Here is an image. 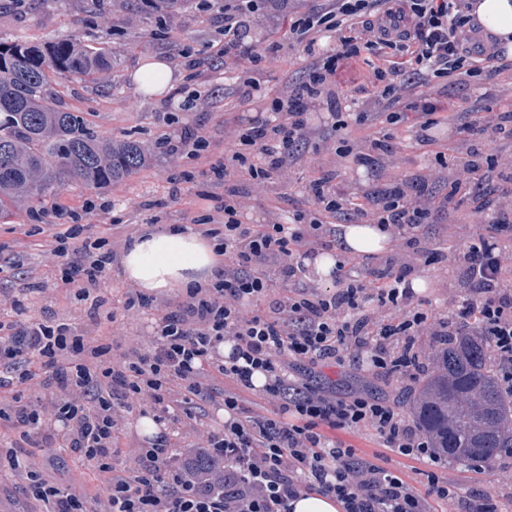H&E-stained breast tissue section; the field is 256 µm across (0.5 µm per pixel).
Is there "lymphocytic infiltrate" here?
<instances>
[{
  "mask_svg": "<svg viewBox=\"0 0 512 512\" xmlns=\"http://www.w3.org/2000/svg\"><path fill=\"white\" fill-rule=\"evenodd\" d=\"M267 2L241 0L239 14L225 15L215 53L226 70L260 66L281 50L280 41L253 45L239 36L240 28L261 26ZM283 25L302 48L305 78L272 100L274 119L225 128L224 161L212 169L226 184L224 203L202 232L223 249V268L210 283L168 300L132 287L124 293V312L154 315L149 346L113 355L112 336L97 321L104 305L97 290L133 238L125 224L113 225L108 240L85 235L80 224L50 225L45 252L63 260L71 308L23 325L5 320L0 308V429L13 435L5 458L10 477L45 512H288L289 501L308 493L336 497L343 512H432L433 502L455 496L441 472L446 462L397 403L303 389L295 374L366 353L375 374L413 381L421 372L415 337L466 330L488 338L500 384L512 391V107L443 114L432 97L439 86L490 80L501 99L512 98V67L498 64V39L483 32L468 0H323ZM358 56L372 91L348 121L336 110L334 77ZM324 108L335 113L328 133L309 122ZM352 122L365 134L341 137ZM442 124L456 134L452 145L431 134ZM309 143L315 149L308 155L302 147ZM424 146L431 163L404 176L410 152ZM299 161L313 173L306 185L311 208L297 211L290 225L274 210L264 223H242L254 191L287 186L288 169ZM353 163L380 188L352 190L344 171ZM491 183L497 189L485 195L482 187ZM438 186L445 195L435 194ZM460 195L471 201L463 219ZM351 221L390 230L398 252L366 282L347 257L332 272V290L305 282L302 256L330 248L336 224ZM469 222L482 230L462 250L421 244L422 225L447 224L453 241ZM438 263L462 293L443 315L415 305L408 282ZM258 297L270 298L269 314L246 312V301ZM77 307L90 319L81 328L71 323ZM227 341L234 347L225 357L220 346ZM257 370L267 382L264 406L254 410L244 395ZM207 403L227 412L221 427L207 422ZM135 405L156 422L177 424L175 439L120 441ZM356 428L375 430L399 455L434 464L427 494L332 436ZM26 445L78 453L102 491L47 480L17 455ZM126 451L138 466L116 471L112 460Z\"/></svg>",
  "mask_w": 512,
  "mask_h": 512,
  "instance_id": "obj_1",
  "label": "lymphocytic infiltrate"
}]
</instances>
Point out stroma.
<instances>
[{
  "instance_id": "obj_1",
  "label": "stroma",
  "mask_w": 512,
  "mask_h": 512,
  "mask_svg": "<svg viewBox=\"0 0 512 512\" xmlns=\"http://www.w3.org/2000/svg\"><path fill=\"white\" fill-rule=\"evenodd\" d=\"M224 3L211 0L203 6L192 0L186 8L150 15L140 0H0V39L44 44L75 38L111 50L120 63L121 83H114L108 73L93 83L57 74L51 84L54 98L61 109L83 113L106 137L138 139L151 156L148 166L122 183L103 190L70 185L50 201L25 204L0 222V299L18 302L11 320L23 323L69 305L65 293L55 287L61 277L60 265L42 251L45 225L68 221L75 212L98 236L109 235L114 224H133L142 232L189 225L192 219L211 214L223 204L224 187L212 180L204 163L186 154L162 153L157 139L166 135L176 140L185 129L199 128L210 142L209 160H223L225 124L245 126L254 117L270 116L273 97L303 77L296 52L283 50L278 61L259 72V91L245 99L241 79L226 74L223 60L213 54L214 44L224 38ZM158 55L173 66L179 92L151 99L140 93L131 74L144 59ZM183 56L199 60L198 77L189 78L180 66ZM186 171L195 173V183L181 197H173L172 190ZM311 177L307 167L294 165L287 190L266 189L244 211L243 223H263L274 206L285 213L308 209L304 186ZM27 270L51 284L46 296L23 292L22 274ZM422 276L427 286L418 292V300L424 309L445 312L458 296L457 289L447 285L446 265L425 268ZM98 320L103 331L112 333L118 355L128 344L147 338L153 327L148 313L113 320L102 314ZM299 380L309 386L333 383L340 396L366 389L392 398L405 388L397 379L374 375L366 365L349 362L341 367L308 368ZM335 436L353 445L359 456L377 457L380 466L401 474L417 492H427L430 464L391 452L370 429L339 430ZM36 462L43 474L59 485L80 483L91 492L99 488L92 468L76 453L40 454ZM448 479L455 485L457 497L450 503H434V512H465L467 503L491 488L497 492L498 512H512V454H501L488 466L449 461Z\"/></svg>"
}]
</instances>
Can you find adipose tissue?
<instances>
[{"instance_id":"obj_1","label":"adipose tissue","mask_w":512,"mask_h":512,"mask_svg":"<svg viewBox=\"0 0 512 512\" xmlns=\"http://www.w3.org/2000/svg\"><path fill=\"white\" fill-rule=\"evenodd\" d=\"M341 241L346 252L370 254L385 251L390 235L375 224H345ZM223 263V255L187 226L141 234L120 256L123 277L150 294L205 284Z\"/></svg>"}]
</instances>
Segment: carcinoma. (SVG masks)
Instances as JSON below:
<instances>
[{"instance_id":"cac0c4a2","label":"carcinoma","mask_w":512,"mask_h":512,"mask_svg":"<svg viewBox=\"0 0 512 512\" xmlns=\"http://www.w3.org/2000/svg\"><path fill=\"white\" fill-rule=\"evenodd\" d=\"M117 66L106 48L71 39L43 48L0 41L1 220L18 202L46 201L66 183L105 189L147 165L138 141L108 139L54 103L53 73L93 82ZM403 404L441 456L480 464L512 448V393L500 386L485 336L450 339L439 366Z\"/></svg>"}]
</instances>
